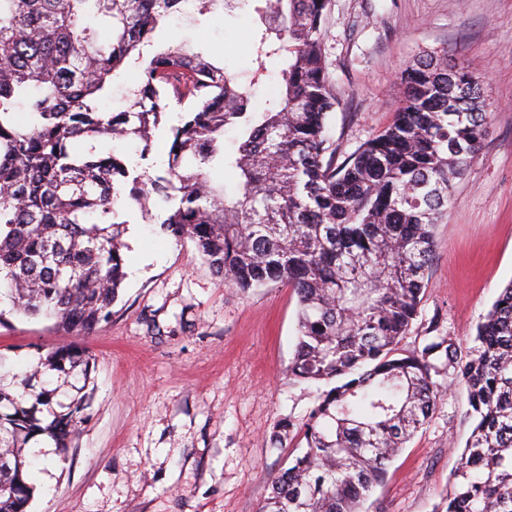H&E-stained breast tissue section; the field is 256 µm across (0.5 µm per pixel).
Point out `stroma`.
Returning a JSON list of instances; mask_svg holds the SVG:
<instances>
[{"instance_id": "obj_1", "label": "stroma", "mask_w": 512, "mask_h": 512, "mask_svg": "<svg viewBox=\"0 0 512 512\" xmlns=\"http://www.w3.org/2000/svg\"><path fill=\"white\" fill-rule=\"evenodd\" d=\"M325 55L339 104L329 134L354 151L392 119L400 72L446 50L476 68L491 114L480 151L457 180L419 317L401 343L454 336L461 359L475 328L512 281V0H331ZM251 0L206 15L171 16L158 33L211 57L227 72L251 66ZM128 268L112 315L89 336L0 306V385L79 342L93 362L90 418L66 454L24 448L34 460L28 512H259L289 448L279 420L307 416L318 386L289 372L298 297L282 283L225 285L192 242L165 233L159 214L123 237ZM467 394L443 396L429 422L389 465L367 512H435L471 434Z\"/></svg>"}]
</instances>
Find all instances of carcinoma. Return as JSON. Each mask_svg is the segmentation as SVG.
Here are the masks:
<instances>
[{
    "label": "carcinoma",
    "mask_w": 512,
    "mask_h": 512,
    "mask_svg": "<svg viewBox=\"0 0 512 512\" xmlns=\"http://www.w3.org/2000/svg\"><path fill=\"white\" fill-rule=\"evenodd\" d=\"M330 2L255 0L245 84L200 51L154 49L185 0H0V290L18 313L94 333L125 279L126 210L159 205L163 229L193 242L224 283L280 282L298 295L291 373L328 389L307 417L277 425L273 441L296 438L300 452L271 479L261 512H361L451 383L465 387L475 426L438 512H512V281L477 325L468 362L450 335L397 354L419 313L436 224L484 140L480 77L448 65L445 50L414 60L392 120L340 161L327 134L337 104ZM90 21L112 29L108 44ZM275 59L278 89L256 109L252 87ZM127 69L140 79L107 112ZM173 101L190 108L152 177L142 161ZM116 140L141 144L140 162ZM215 161L236 172L237 190L212 183ZM44 365L89 380L80 345L52 349ZM56 397L45 388L26 406L0 387V512H26L32 499L25 443L47 436L64 454L89 419L85 396Z\"/></svg>",
    "instance_id": "obj_1"
}]
</instances>
